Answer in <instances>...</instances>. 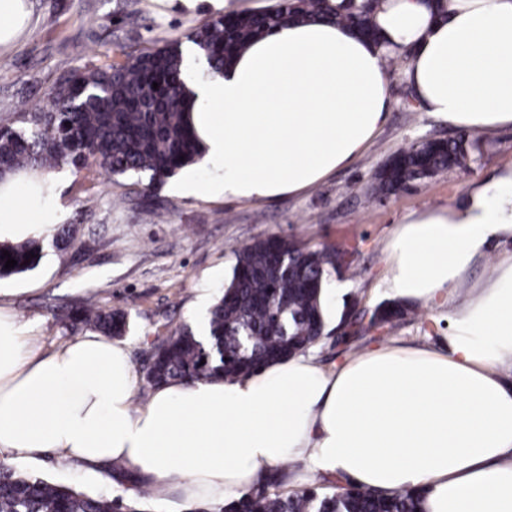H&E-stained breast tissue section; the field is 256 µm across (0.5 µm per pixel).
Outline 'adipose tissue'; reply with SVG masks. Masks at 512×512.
Here are the masks:
<instances>
[{
	"mask_svg": "<svg viewBox=\"0 0 512 512\" xmlns=\"http://www.w3.org/2000/svg\"><path fill=\"white\" fill-rule=\"evenodd\" d=\"M381 0L380 39L332 21L256 37L200 79L192 130L213 174L177 192L207 200L293 195L349 166L383 127L386 58L404 57L420 111L476 133L512 128V0ZM24 179L0 184V243L52 224ZM512 166L463 202L412 213L386 245L395 297L451 308L441 350L379 346L336 369L299 354L233 379L172 380L137 403L127 349L87 334L39 353L0 307V461L47 452L117 463L156 486L223 501L289 462L368 489L419 491L422 512H512ZM492 256L488 259L485 264H478L472 268L469 274V282L470 284L478 281H484L488 277H490L494 272V266L496 263V255L497 254H512V242L504 243L500 246H497L491 250Z\"/></svg>",
	"mask_w": 512,
	"mask_h": 512,
	"instance_id": "ef3b65f1",
	"label": "adipose tissue"
}]
</instances>
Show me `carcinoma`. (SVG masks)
I'll return each mask as SVG.
<instances>
[{
  "instance_id": "1",
  "label": "carcinoma",
  "mask_w": 512,
  "mask_h": 512,
  "mask_svg": "<svg viewBox=\"0 0 512 512\" xmlns=\"http://www.w3.org/2000/svg\"><path fill=\"white\" fill-rule=\"evenodd\" d=\"M379 0H348L338 12L330 0H275L259 12H234L203 21L188 39L220 73L250 40L296 19H333L377 38L373 15ZM123 60L92 65L63 76L51 106L34 104L0 113V181L19 173H46L70 165L83 173L93 191L100 172L135 176L148 190L197 163L202 150L187 126L188 92L178 49L165 45L121 52ZM158 88H153V83ZM71 126H65V123ZM468 139L431 138L389 157L376 173L373 195L389 196L408 183L461 167ZM147 183H142V177ZM65 256L73 247L69 229L49 239L28 238L0 246V278L37 267L46 247ZM8 251L17 261L5 268ZM288 255V272L277 270ZM336 248L306 251L292 240L258 239L236 251L229 284L211 307L208 337L190 325L155 340L146 352L144 381L149 387L181 379L196 382L231 379L269 362L308 349L329 321L321 298L327 275L343 266ZM404 314L396 301L377 305L373 317L392 325ZM73 332L94 330L123 336L127 315L88 301L65 314ZM136 498L90 495L70 485L0 467V512H147L151 491L133 484ZM420 494L405 490L382 496L367 488L311 485L292 493L257 485L232 499L222 512H416Z\"/></svg>"
}]
</instances>
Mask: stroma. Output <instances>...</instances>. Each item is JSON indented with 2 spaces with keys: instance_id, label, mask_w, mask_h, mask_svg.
<instances>
[{
  "instance_id": "1",
  "label": "stroma",
  "mask_w": 512,
  "mask_h": 512,
  "mask_svg": "<svg viewBox=\"0 0 512 512\" xmlns=\"http://www.w3.org/2000/svg\"><path fill=\"white\" fill-rule=\"evenodd\" d=\"M32 21L18 42L0 49V113L24 105L49 104L58 80L73 70L119 60L121 49L186 44L187 35L213 8L200 0L195 9L181 0H27ZM391 107L370 147L351 165L308 190L262 201H209L176 195L172 183L134 196L125 205L123 179L100 173L98 200L88 204L81 177L65 167L53 179L45 205L63 208L75 236L70 259L45 250L33 271L0 279V304L24 323L36 347L49 353L72 335L62 319L66 307L94 299L127 313L130 331L121 339L135 369H142L151 341L167 336L199 313L198 297L217 298L229 282L235 252L255 239H292L310 249L335 246L350 263L330 274L340 285L327 299L331 322L345 304L370 311L389 300L385 245L409 214L457 202L469 187L512 165V129L480 137L469 162L410 183L384 199L372 197L379 167L391 155L426 138H456L460 131L418 111L405 84L400 62L386 63ZM448 309L413 302L394 328H373L358 338L323 335L310 351L327 369L340 366L354 351L389 343L435 347L449 327ZM11 468L80 490L110 497L130 496V483L117 482L112 470L89 467L55 453L39 461L14 458Z\"/></svg>"
}]
</instances>
